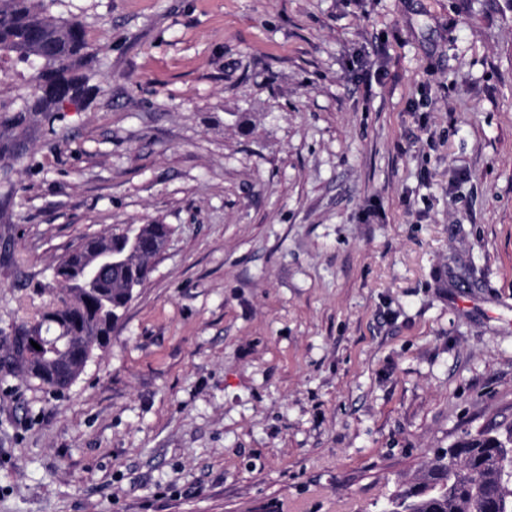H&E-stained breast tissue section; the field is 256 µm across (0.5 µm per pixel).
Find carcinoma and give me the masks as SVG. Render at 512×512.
Masks as SVG:
<instances>
[{
	"mask_svg": "<svg viewBox=\"0 0 512 512\" xmlns=\"http://www.w3.org/2000/svg\"><path fill=\"white\" fill-rule=\"evenodd\" d=\"M57 0H0V64L21 69L15 93L0 97V131L52 124L62 99L89 93L79 70L87 58L84 26L54 16ZM171 234L167 224L116 227L107 236H87L60 262L67 287L29 321L12 328L7 351L20 336L56 337L44 353H17L24 374L53 393L83 372L94 350L107 346L112 327L147 279L149 255ZM140 253L116 274L93 275L91 265L103 252ZM512 425L502 434L467 435L437 451L422 482L390 497L405 512H512Z\"/></svg>",
	"mask_w": 512,
	"mask_h": 512,
	"instance_id": "obj_1",
	"label": "carcinoma"
}]
</instances>
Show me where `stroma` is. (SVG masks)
Returning a JSON list of instances; mask_svg holds the SVG:
<instances>
[{"label":"stroma","instance_id":"1","mask_svg":"<svg viewBox=\"0 0 512 512\" xmlns=\"http://www.w3.org/2000/svg\"><path fill=\"white\" fill-rule=\"evenodd\" d=\"M94 93L0 187V332L166 224L55 396L0 372V512H382L512 424V0H59Z\"/></svg>","mask_w":512,"mask_h":512}]
</instances>
